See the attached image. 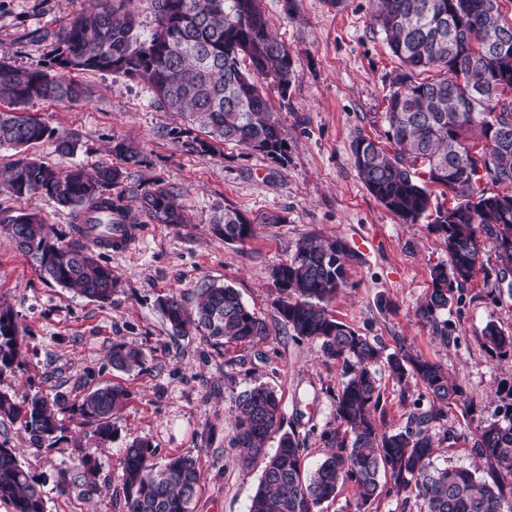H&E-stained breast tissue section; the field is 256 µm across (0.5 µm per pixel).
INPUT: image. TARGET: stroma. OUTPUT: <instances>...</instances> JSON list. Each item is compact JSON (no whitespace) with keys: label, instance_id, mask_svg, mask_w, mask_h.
Segmentation results:
<instances>
[{"label":"stroma","instance_id":"obj_1","mask_svg":"<svg viewBox=\"0 0 512 512\" xmlns=\"http://www.w3.org/2000/svg\"><path fill=\"white\" fill-rule=\"evenodd\" d=\"M261 6L293 58L287 94L266 88L288 145L284 163L233 142L207 153L189 148L190 139L208 140L206 130L159 105L144 81L118 73H74L85 99H39L24 107L78 143L75 153L64 154L55 140L45 139L28 155L62 170L116 166L112 147L126 140L138 148L141 162L125 168L113 197L133 208L141 192L160 183L178 195L187 217L183 224L144 221V235L126 253L98 251L116 278L107 303L45 279L0 226V304L12 309L24 339L22 363L0 377V391L19 403L36 394L67 401L57 412V440L39 447L20 423H0V446L19 449L22 464L45 491L47 512H126L121 457L139 440L158 465L172 455L198 458L201 483L192 512H248L261 468L242 466L233 416L237 394L256 384L275 390L283 431L298 437L306 469L317 467L327 434L339 427L336 394L346 376L316 341L296 336L283 322L271 278L272 267L310 234L340 240L355 255L348 283L329 312L377 342L384 354L410 350L441 363L454 378L457 401L428 426L436 465L484 477L486 468L472 450L478 428L512 414V353L491 351L482 340L490 322L512 333V293L493 286V249L483 256L486 273L461 289L445 312L447 337L438 336L417 309L431 288V268L448 260L444 240L427 222H405L384 207L351 162L356 136L384 138L382 114L398 66L384 35L371 25V0H262ZM89 7L90 0H0L6 63L27 70L46 59L59 33ZM228 207L251 220L252 239L227 243L215 232L216 217ZM0 210L38 214L60 242L74 239L69 208L43 194L0 192ZM212 284L235 288L265 322L266 336L240 345L217 344L197 332L172 335L158 299L173 294L192 307ZM116 343L140 348L142 365L114 370L110 352ZM374 370L380 430H403L414 416L433 410L432 397L414 377L397 380L382 362ZM110 383L128 398L104 441L70 406ZM87 454L97 470L91 482L81 465ZM63 474L71 482L64 493L57 487ZM419 508L388 486L360 503L349 481L320 510Z\"/></svg>","mask_w":512,"mask_h":512}]
</instances>
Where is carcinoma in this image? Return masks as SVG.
I'll return each instance as SVG.
<instances>
[{
  "instance_id": "cac0c4a2",
  "label": "carcinoma",
  "mask_w": 512,
  "mask_h": 512,
  "mask_svg": "<svg viewBox=\"0 0 512 512\" xmlns=\"http://www.w3.org/2000/svg\"><path fill=\"white\" fill-rule=\"evenodd\" d=\"M502 0H372L373 25L385 35L401 72L393 79L383 112L385 141L359 135L350 144V158L359 176L388 210L412 224L429 220L444 239L448 263L431 270V289L418 309L422 320L448 338L447 322L438 316L452 304L456 291L484 269L485 241H492L499 263L496 277L512 269V93L496 92L474 104L469 88H491L497 78L512 82V54H493V40H512V21ZM157 26L148 38L136 31L127 0H97L60 34L47 59L18 71L0 59V147L29 146L56 138L59 150L70 153L76 143L55 136L54 129L20 111L35 99L75 102L84 89L70 74L76 71L121 73L146 82L159 103L173 112H187L215 138L234 141L283 162L288 148L282 125L271 110L263 83L286 95L293 58L268 26L261 0H151ZM424 72L432 77H421ZM477 129L481 145L468 139ZM112 152L126 165L140 162L139 152L116 141ZM484 176L508 188L487 195L478 187ZM123 175L119 167L99 166L65 172L22 157L0 168V190L12 196L41 193L73 209V224L82 225L77 239L64 245L32 214H4L0 223L17 249L45 277L63 288L100 302L112 298V270L88 249L91 231L105 236L114 224H139L145 216L156 224H183V207L173 191L157 186L139 195L134 211L112 198V185ZM451 193L452 206L432 198L430 186ZM224 242H242L254 226L237 210L224 209L217 222ZM353 258L339 240L317 235L303 238L292 255L272 269L281 292L278 313L296 335L313 339L323 354L342 363L348 379L336 394V419L350 437L327 435L329 450L322 463L304 474L302 448L294 435L280 436L269 455L266 443L281 429V401L267 386L255 385L236 397L234 441L243 449L245 465L262 463L261 480L249 512H318L336 497L345 480L355 482L363 502L379 495L380 478L397 492L421 502L423 512H512V490L495 473L478 480L460 467H436L425 425L443 411L414 417L399 432H383L372 416L379 405L373 366L380 349L348 325L333 319L325 304L347 286ZM172 335L193 331L223 343H246L266 335L264 321L242 302L230 286L210 285L196 308L188 309L174 295L158 300ZM484 344L500 353L512 352V335L495 324L482 333ZM22 336L14 314L0 307V377L21 364ZM113 368L130 371L143 360L141 350L112 345ZM392 375L411 374L439 405L458 397V387L442 364L403 349L386 358ZM126 400L112 385L87 393L73 406L97 434L112 437V415ZM35 395L20 405L0 392V418L20 422L33 444L56 438L60 430L55 407ZM475 453L490 468L512 472V417L480 428ZM122 479L127 512H191L201 471L197 458L170 457L151 463L149 446L134 442L125 449ZM0 500L13 512H46L44 491L20 462L16 449L0 447Z\"/></svg>"
}]
</instances>
